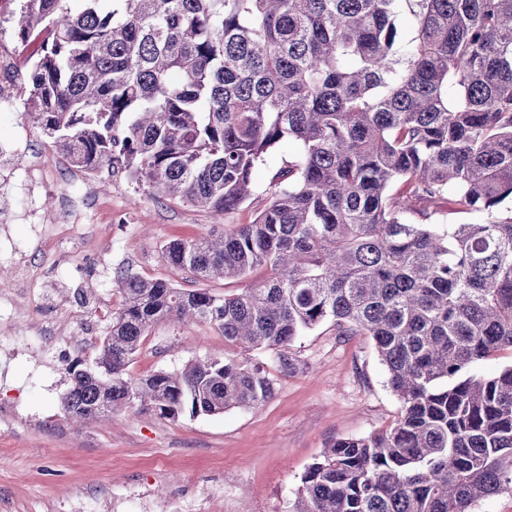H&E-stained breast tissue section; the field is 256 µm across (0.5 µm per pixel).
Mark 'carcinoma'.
<instances>
[{
  "label": "carcinoma",
  "instance_id": "obj_1",
  "mask_svg": "<svg viewBox=\"0 0 512 512\" xmlns=\"http://www.w3.org/2000/svg\"><path fill=\"white\" fill-rule=\"evenodd\" d=\"M23 2L28 112L73 167L222 216L272 149L298 145L255 223L162 247L196 280L266 277L221 296L116 271L94 366L67 368V418H195L273 394L260 366L221 357L131 374L160 322H205L291 371L298 337L331 320L373 340L401 412L332 442L293 512H468L512 486V365L473 371L512 349V0ZM442 200L481 221L407 220ZM512 363V351L504 350L479 361L475 365V371L482 376L492 377L501 372Z\"/></svg>",
  "mask_w": 512,
  "mask_h": 512
}]
</instances>
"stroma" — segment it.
Masks as SVG:
<instances>
[{"label": "stroma", "mask_w": 512, "mask_h": 512, "mask_svg": "<svg viewBox=\"0 0 512 512\" xmlns=\"http://www.w3.org/2000/svg\"><path fill=\"white\" fill-rule=\"evenodd\" d=\"M0 186L26 178L42 160L34 190L40 227L20 219L0 223V252L32 266L24 292L0 307V405L13 417L0 424V512H159L178 500L199 501L201 512H292L307 467L328 442L387 429L401 404L387 370L365 336L340 340L333 322L304 333L295 344L296 367L282 372L264 349L227 343L205 323L155 325L132 366L134 374L182 369L191 360L228 357L264 367L274 383L266 402L214 416L165 420L150 411H126L105 422L67 420L61 399L67 363L51 356L25 315L39 308L64 330L67 345L108 329L119 295L117 268L188 288L187 273L166 264L162 245L213 228L209 215L156 199L125 174L93 177L81 220L61 227L69 203L56 181L67 169L61 152L34 125L24 103L0 111ZM296 152L280 143L254 172V193L225 215L222 230L253 223L268 203L272 178ZM45 245L33 246L35 235Z\"/></svg>", "instance_id": "stroma-1"}]
</instances>
